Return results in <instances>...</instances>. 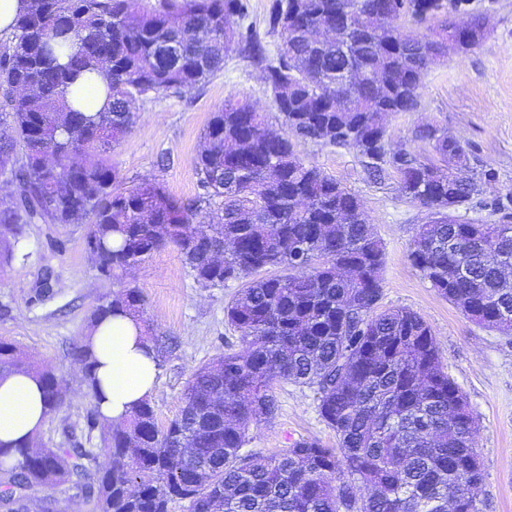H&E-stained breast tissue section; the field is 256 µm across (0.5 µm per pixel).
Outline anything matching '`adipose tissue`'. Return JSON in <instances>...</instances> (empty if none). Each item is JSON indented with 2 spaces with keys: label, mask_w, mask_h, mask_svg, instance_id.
Returning a JSON list of instances; mask_svg holds the SVG:
<instances>
[{
  "label": "adipose tissue",
  "mask_w": 512,
  "mask_h": 512,
  "mask_svg": "<svg viewBox=\"0 0 512 512\" xmlns=\"http://www.w3.org/2000/svg\"><path fill=\"white\" fill-rule=\"evenodd\" d=\"M87 341L96 359L103 415L113 423L149 400L159 375L158 358L143 329L132 317L110 316L93 329ZM46 420L37 378L11 374L0 378V442L34 440Z\"/></svg>",
  "instance_id": "obj_1"
}]
</instances>
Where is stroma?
<instances>
[{
  "label": "stroma",
  "mask_w": 512,
  "mask_h": 512,
  "mask_svg": "<svg viewBox=\"0 0 512 512\" xmlns=\"http://www.w3.org/2000/svg\"><path fill=\"white\" fill-rule=\"evenodd\" d=\"M490 31L477 48L449 52L431 67L420 86L415 112L388 115L391 146L406 145L432 157L431 146L411 138L414 127L434 123L469 144L474 167H491L499 179L475 204L470 218L490 221L491 202L512 195V0H478ZM256 104L277 119L259 67L232 52L222 69L202 86L183 94H160L140 103L129 132L111 152L124 185L158 179L175 198L198 192L193 159L212 113L225 99ZM295 151L326 175L356 193L374 233L384 242L382 308L406 307L431 326L441 364L454 378L479 420L477 454L484 470L479 497L485 512H512V336L479 326L441 297L412 266L409 246L424 208L400 194L395 177L372 180L349 148L299 141ZM168 155L167 167L157 165ZM87 224H33L28 229L25 263L0 268V340L56 370L69 391L62 408L48 415L40 432L44 445L71 448L87 442L92 410L77 375L73 346L86 335L89 316L102 295L128 285L144 298L149 335L173 338L176 347L161 360L150 398L158 427H166L182 408V393L192 372L227 349H240L239 335L224 320V307L240 287L230 281L202 289L190 276L179 251L162 248L122 280L102 278L86 248ZM279 409L271 420L250 427L248 444L272 456L301 439L336 443L318 412L315 389L274 382Z\"/></svg>",
  "instance_id": "stroma-1"
}]
</instances>
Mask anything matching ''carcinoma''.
<instances>
[{
	"label": "carcinoma",
	"instance_id": "cac0c4a2",
	"mask_svg": "<svg viewBox=\"0 0 512 512\" xmlns=\"http://www.w3.org/2000/svg\"><path fill=\"white\" fill-rule=\"evenodd\" d=\"M470 0H271L270 57L249 0H28L0 49V162L22 197L0 209V266L23 261L31 224H90L87 249L117 279L159 248L175 246L202 288L242 282L224 320L242 348L198 367L180 414L157 426L150 402L120 425L103 417L95 358L73 348L93 403L95 448L0 445V501L17 491L66 485L91 512H482L465 492L483 482L479 424L439 362L418 313L378 309L385 245L360 198L306 164L294 141L356 152L377 181L428 212L410 245L414 268L471 321L512 333V199L491 204L494 222L461 214L496 182L495 170L463 178L468 150L439 125L414 128L437 160L387 149L383 117L415 112L422 75L457 43L450 14L486 18ZM424 29L404 34L393 21ZM237 51L263 68L281 116L275 126L243 100L212 113L193 161L197 195L183 203L151 179L116 192L112 145L135 104L191 91ZM105 68L109 107L83 112L69 99ZM286 273L252 277L267 268ZM144 300L125 286L102 297L96 325L118 312L142 320ZM33 373L46 411L65 402L58 374L0 340V376ZM276 380L316 389L336 447L302 439L275 456L246 448L251 424L278 411Z\"/></svg>",
	"mask_w": 512,
	"mask_h": 512
}]
</instances>
